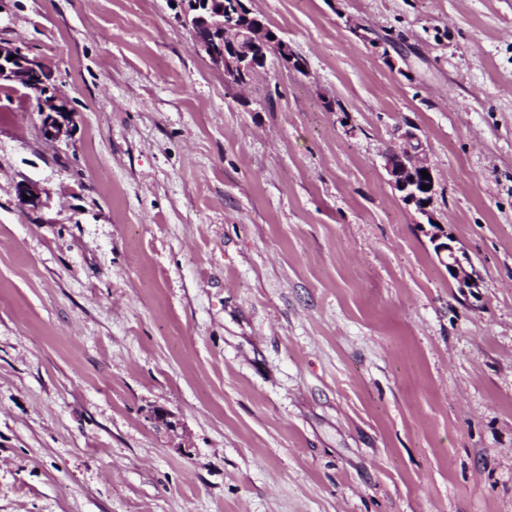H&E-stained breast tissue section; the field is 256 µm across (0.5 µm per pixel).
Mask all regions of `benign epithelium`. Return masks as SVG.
Segmentation results:
<instances>
[{"instance_id": "benign-epithelium-1", "label": "benign epithelium", "mask_w": 512, "mask_h": 512, "mask_svg": "<svg viewBox=\"0 0 512 512\" xmlns=\"http://www.w3.org/2000/svg\"><path fill=\"white\" fill-rule=\"evenodd\" d=\"M181 13L184 25L190 28L194 36V49L205 53L216 66L231 67L241 73L248 72L253 66V52L257 48L268 50L276 57L287 56L290 52L288 42L277 43L269 40L266 29L261 25L248 27L242 24L224 21V0H183ZM223 31V37L212 36L216 30ZM14 59H9V56ZM40 61L30 58L20 50L0 43V81L26 84L37 70ZM41 133L45 140L56 142L68 135L74 110L68 99L60 95H52L41 102ZM405 146L396 152V157H384V169L392 185L404 193L407 204L416 207L423 216H429L427 207L420 202L421 195L418 183L428 186L434 191V183L419 180L421 171L429 170L423 159L425 146L418 134L405 133ZM29 199H24V196ZM20 203L32 210L41 203L39 188L32 184H23L18 189ZM432 244L437 248L439 259L453 270V278L458 287L468 295H475L480 288V279L473 269L469 256L454 245V239L448 233L436 230L431 233Z\"/></svg>"}]
</instances>
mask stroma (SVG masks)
Here are the masks:
<instances>
[{
	"instance_id": "1",
	"label": "stroma",
	"mask_w": 512,
	"mask_h": 512,
	"mask_svg": "<svg viewBox=\"0 0 512 512\" xmlns=\"http://www.w3.org/2000/svg\"><path fill=\"white\" fill-rule=\"evenodd\" d=\"M252 6L304 71L227 85L170 0H0L75 110L0 89V512H512V0ZM41 133L45 140L56 142L70 131L74 110L68 99L55 95L43 98L41 102ZM405 146L396 152L397 157L392 158L385 156L384 169L389 176V181L399 191L404 193L403 201L409 205H414L416 211L423 216L430 217L427 206H423V202L419 203L422 196L419 194L418 178H422L420 189L429 191L426 195L434 191V181L427 162L422 155L425 152V146L422 140L415 132L408 131L405 133ZM426 170L430 174V178L424 179L421 171ZM431 180V183L428 181ZM422 184L428 185V189H422ZM430 237L432 244L437 248L436 251L433 247L437 257L439 256L438 259L448 265L458 287L464 288L467 295H476L480 288V279L473 269L469 256L453 244L455 241L448 237L447 232L437 229ZM453 269H456V272H453ZM467 281H471V284H467Z\"/></svg>"
}]
</instances>
